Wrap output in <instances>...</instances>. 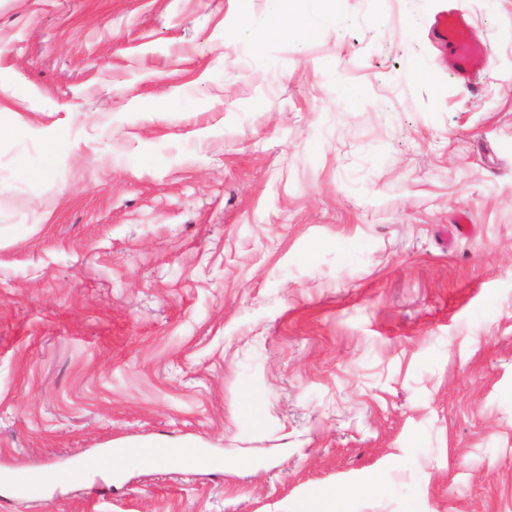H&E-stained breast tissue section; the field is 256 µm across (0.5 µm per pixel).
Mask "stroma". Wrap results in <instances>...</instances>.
<instances>
[{
	"label": "stroma",
	"mask_w": 512,
	"mask_h": 512,
	"mask_svg": "<svg viewBox=\"0 0 512 512\" xmlns=\"http://www.w3.org/2000/svg\"><path fill=\"white\" fill-rule=\"evenodd\" d=\"M267 10L0 0V512H512V0ZM300 4H288V0H268V17L261 21L248 20L244 29L248 32L257 48H261L272 39H287L288 36L300 38L302 29L291 27L290 8L295 5H306L303 26L313 27L321 18H336L333 8L334 0H298ZM432 28L437 42L449 51L457 76L467 83L477 68L485 63V53L471 42L464 13L449 8L436 16Z\"/></svg>",
	"instance_id": "1"
}]
</instances>
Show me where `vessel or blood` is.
<instances>
[{
  "mask_svg": "<svg viewBox=\"0 0 512 512\" xmlns=\"http://www.w3.org/2000/svg\"><path fill=\"white\" fill-rule=\"evenodd\" d=\"M432 28L437 42L449 51L457 76L469 80L484 64L485 53L471 42L464 13L456 8L448 9L436 16Z\"/></svg>",
  "mask_w": 512,
  "mask_h": 512,
  "instance_id": "obj_1",
  "label": "vessel or blood"
}]
</instances>
